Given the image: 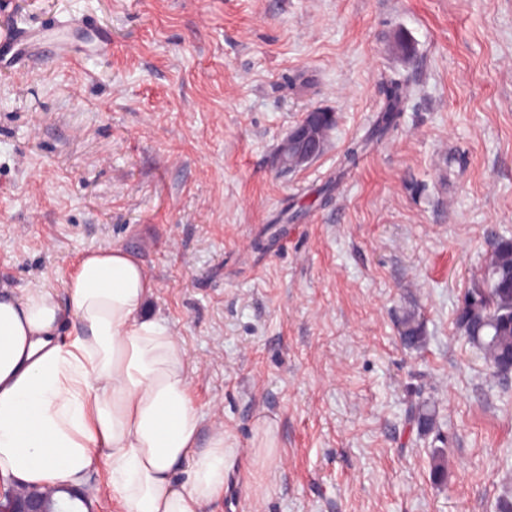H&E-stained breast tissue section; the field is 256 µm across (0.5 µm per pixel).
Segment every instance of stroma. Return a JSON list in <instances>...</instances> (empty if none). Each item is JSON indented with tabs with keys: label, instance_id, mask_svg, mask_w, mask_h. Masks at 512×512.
<instances>
[{
	"label": "stroma",
	"instance_id": "obj_1",
	"mask_svg": "<svg viewBox=\"0 0 512 512\" xmlns=\"http://www.w3.org/2000/svg\"><path fill=\"white\" fill-rule=\"evenodd\" d=\"M14 2L18 26L87 17L112 50L72 27L70 61L0 69V289L61 288L91 249L139 257L192 399L240 451L209 512L512 499V374L454 322L512 232V0ZM391 81L411 90L397 128L338 175ZM315 107L336 116L324 152L277 169ZM423 400L427 435L406 419ZM402 343L408 348L419 346L424 340V327L414 312H407L399 323ZM406 417L414 423L420 434H426L435 428L436 409L429 402L421 401L406 411Z\"/></svg>",
	"mask_w": 512,
	"mask_h": 512
}]
</instances>
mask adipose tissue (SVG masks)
Instances as JSON below:
<instances>
[{
  "mask_svg": "<svg viewBox=\"0 0 512 512\" xmlns=\"http://www.w3.org/2000/svg\"><path fill=\"white\" fill-rule=\"evenodd\" d=\"M155 287L107 247L81 256L65 301L38 280L0 293V477L79 489L103 464L123 512H202L223 498L236 450L190 397L191 357L147 310ZM65 312L76 331L62 339Z\"/></svg>",
  "mask_w": 512,
  "mask_h": 512,
  "instance_id": "1",
  "label": "adipose tissue"
}]
</instances>
